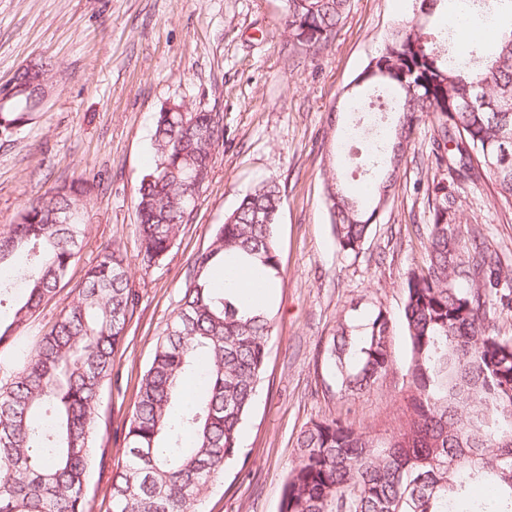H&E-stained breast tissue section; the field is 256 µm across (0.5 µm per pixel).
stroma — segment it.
<instances>
[{"label":"stroma","instance_id":"1","mask_svg":"<svg viewBox=\"0 0 512 512\" xmlns=\"http://www.w3.org/2000/svg\"><path fill=\"white\" fill-rule=\"evenodd\" d=\"M283 12V0H0V85L31 60L50 63L53 82L32 123L0 137V233L58 184H98L78 257L20 334L30 341L47 331L87 269L115 246L140 296L97 405L103 457L84 489L89 512H108L111 477L125 459L122 427L157 339L178 311L188 266L259 183L276 182L284 192L276 228L281 276L266 302L275 315L269 362L243 430L246 464L210 483L202 512H279L296 437L314 418L346 414L377 437L399 428L403 279L423 262L422 231L438 188L460 197L463 223L512 268V208L491 184H463L436 166L427 121L362 249L338 250L326 184L337 133L354 116L337 119L332 109L380 54L386 33L413 20L416 2L351 0L316 57L289 41ZM173 102L223 113L224 139L192 221L181 226L169 255L148 266L140 255L136 192L153 163L156 116ZM379 309L393 320L396 365L369 392L341 396L327 343L341 321L357 323Z\"/></svg>","mask_w":512,"mask_h":512}]
</instances>
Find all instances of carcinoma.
<instances>
[{
	"label": "carcinoma",
	"mask_w": 512,
	"mask_h": 512,
	"mask_svg": "<svg viewBox=\"0 0 512 512\" xmlns=\"http://www.w3.org/2000/svg\"><path fill=\"white\" fill-rule=\"evenodd\" d=\"M444 0H419L422 21L392 29L377 69L345 100L357 112L393 114L375 153L339 155V167L378 173L355 195L331 177L333 231L339 249L358 253L396 187L400 167L425 119L433 154L462 180H488L512 205V30L484 54L468 42L453 60L448 28L436 17ZM350 0H284L290 38L325 50ZM0 112V136L27 124L30 97ZM158 112L154 164L136 196L142 261L165 258L205 187L224 114ZM92 186L62 183L50 198L25 206L0 235V297L16 294L11 322L0 321V512H87L84 488L95 468L96 408L112 379L115 349L139 295L120 249L88 268L69 310L31 349L16 331L40 314L75 260L85 232ZM278 183L247 193L186 273L176 317L156 345L124 426L126 460L112 475V512H199L204 492L245 456L240 439L266 377L272 312L253 309L218 271L247 269L268 284L279 277ZM461 203L446 191L432 205L423 264L404 280L402 327L408 341L403 424L375 438L347 416L311 420L296 438L280 512H486L470 497L490 488L495 512H512V338L489 323L512 311V271L461 223ZM393 322L377 310L361 325L342 322L327 347L336 388L369 390L393 369ZM192 437L189 447L184 436Z\"/></svg>",
	"instance_id": "cac0c4a2"
}]
</instances>
